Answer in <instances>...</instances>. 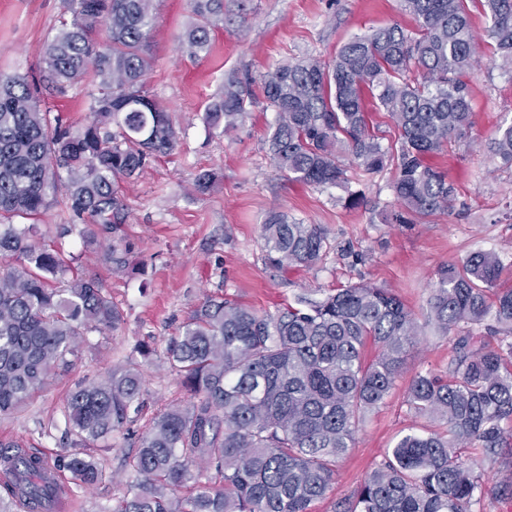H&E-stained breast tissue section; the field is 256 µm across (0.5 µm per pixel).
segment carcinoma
<instances>
[{
    "label": "carcinoma",
    "instance_id": "1",
    "mask_svg": "<svg viewBox=\"0 0 512 512\" xmlns=\"http://www.w3.org/2000/svg\"><path fill=\"white\" fill-rule=\"evenodd\" d=\"M70 19L43 49L36 81L0 75V414L29 402L78 357L86 330L114 329L121 310L91 277L65 287L71 271L61 252L37 245L33 221L63 199L68 221L98 242L124 224L118 180L138 176L148 160L172 151L177 130L168 109L144 88L151 67L153 0H66ZM192 22L178 45L191 58L209 54L213 18L224 0H189ZM485 18L486 48L512 63V0H403L415 27L386 25L345 42L329 61L309 57L279 65L261 79L277 121L268 140L274 164L309 186L346 185L340 154L362 175L392 164V185L412 224L449 211L456 188L430 159L463 139L473 124L463 75L478 62L472 8ZM105 28L106 43L97 38ZM96 78L90 121L73 129L40 107V84L63 90ZM249 85L230 78L204 109L205 126L222 135L250 112ZM386 112L398 131L383 146L372 113ZM492 149L512 166V124ZM274 268L308 267L326 235L318 224L270 214L262 225ZM501 263L477 251L437 271L429 320L443 335L489 313L508 327L497 346L455 336L448 374L419 373L407 402L445 430L409 431L365 478L349 509L332 512H471L484 498L512 497V481L486 485L463 450L512 456L502 422L512 420V288ZM493 302H488V299ZM416 335L414 314L395 295L365 284L322 299L301 296L258 314L209 297L167 347V360L191 401L159 413L138 438L129 467L135 480L118 512H311L326 499L336 463L360 419L383 402ZM142 376L133 362L100 382L78 383L63 413L75 442L97 444L135 421ZM66 488L46 477L45 462L16 441H0V492L17 512H58L80 489L104 479L86 454L63 461ZM188 488L184 496L176 489Z\"/></svg>",
    "mask_w": 512,
    "mask_h": 512
}]
</instances>
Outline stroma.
I'll return each instance as SVG.
<instances>
[{
    "label": "stroma",
    "mask_w": 512,
    "mask_h": 512,
    "mask_svg": "<svg viewBox=\"0 0 512 512\" xmlns=\"http://www.w3.org/2000/svg\"><path fill=\"white\" fill-rule=\"evenodd\" d=\"M153 5V61L145 88L172 112L178 143L171 154L152 160L138 179L119 183L127 210L121 236L140 260L139 269L118 270L106 258V243H88L79 232L58 237L62 206L50 208L38 223V242L60 247L72 266L97 277L124 320L109 332L89 331L66 372L20 411L0 415V438L56 462L78 453L62 416L68 390L134 361L144 379L142 413L106 446L91 449L104 479L80 490L66 509L116 512L129 490L126 463L136 452L137 436L158 410L189 400L166 348L206 297L223 296L262 314L303 293L319 298L368 283L400 297L414 313L418 332L390 394L365 415L337 464L329 501L313 508L328 512L332 501L354 497L397 439L410 428L431 424L410 409L407 389L418 372H446L455 355L453 336L442 335L428 320L438 267L475 251L492 252L501 261L502 282L512 286V167L490 151L499 127L512 124V69L487 55L467 73L474 124L465 140L435 160L457 189L453 208L416 224H396L386 219L399 209L392 168L345 187L304 186L289 180L270 158L267 138L275 112L255 105L222 136L208 130L202 112L229 78H257L286 60L328 61L352 35L391 23L411 26L401 0H224L211 51L199 60L178 48L191 22L188 0H154ZM66 16L65 0H0V73L39 77L44 43ZM91 90L86 82L63 93L46 86L41 105L79 127L90 119ZM202 171L210 173L212 185L200 193L194 181ZM272 212L324 229L327 245L310 267L281 272L267 264L262 225ZM142 344L149 346V355L138 353Z\"/></svg>",
    "instance_id": "1"
}]
</instances>
